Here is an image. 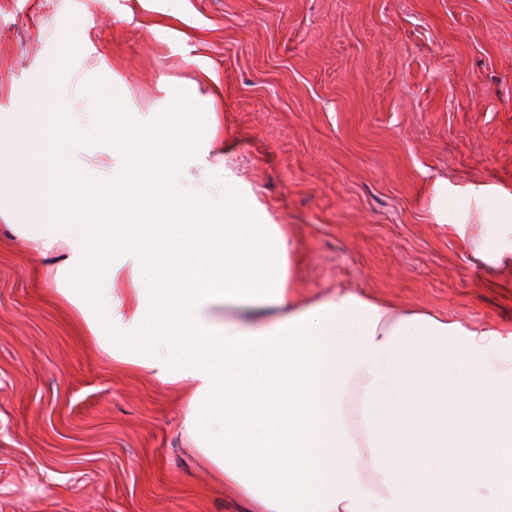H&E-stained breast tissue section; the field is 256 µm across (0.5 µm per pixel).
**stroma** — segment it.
Listing matches in <instances>:
<instances>
[{"mask_svg":"<svg viewBox=\"0 0 512 512\" xmlns=\"http://www.w3.org/2000/svg\"><path fill=\"white\" fill-rule=\"evenodd\" d=\"M0 0V114L59 70L135 112L224 77V151L296 245L306 294L381 293L512 331V0ZM448 182L447 196L434 190ZM34 244L0 225V512H250L188 449L176 387L88 347Z\"/></svg>","mask_w":512,"mask_h":512,"instance_id":"1","label":"stroma"}]
</instances>
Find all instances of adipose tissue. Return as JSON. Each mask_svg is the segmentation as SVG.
Returning a JSON list of instances; mask_svg holds the SVG:
<instances>
[{"instance_id":"adipose-tissue-1","label":"adipose tissue","mask_w":512,"mask_h":512,"mask_svg":"<svg viewBox=\"0 0 512 512\" xmlns=\"http://www.w3.org/2000/svg\"><path fill=\"white\" fill-rule=\"evenodd\" d=\"M158 89L162 105L201 110L200 129L174 153L144 155L149 176L133 190L167 221L137 244L114 239L90 288L69 279L99 227L71 209L91 183L126 182L130 165L96 95L73 112L35 95L0 117V194L17 193L27 214L0 220L56 264L55 291L89 343L184 386L191 449L261 512H512V341L373 292L300 296L287 225L213 152L219 73ZM218 213L223 223H207ZM292 377L305 404L296 498L257 475L287 463Z\"/></svg>"}]
</instances>
